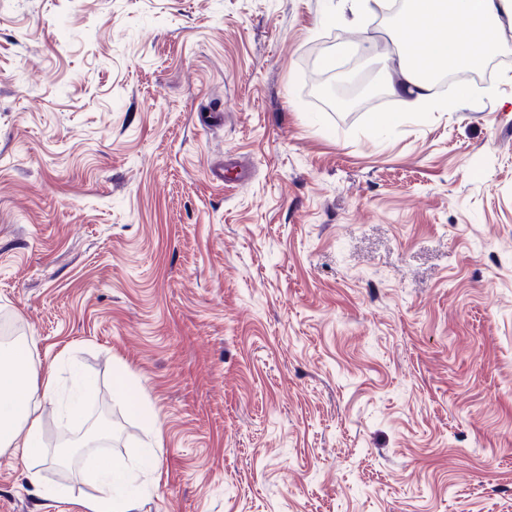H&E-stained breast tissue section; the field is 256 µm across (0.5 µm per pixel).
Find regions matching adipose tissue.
I'll use <instances>...</instances> for the list:
<instances>
[{
  "label": "adipose tissue",
  "instance_id": "1",
  "mask_svg": "<svg viewBox=\"0 0 512 512\" xmlns=\"http://www.w3.org/2000/svg\"><path fill=\"white\" fill-rule=\"evenodd\" d=\"M512 25V0H405L393 25L402 37L398 48L406 61L403 78L389 84L405 109L422 112L435 108L432 78L441 69L481 67L492 54L512 49L501 33ZM52 371H42L16 351H0V404H10L0 415V454L30 462L41 434V419L31 399L51 396ZM82 479L95 487L81 503L82 512H136L138 502L126 487L130 470L121 462L102 459L83 468Z\"/></svg>",
  "mask_w": 512,
  "mask_h": 512
}]
</instances>
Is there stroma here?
<instances>
[{"instance_id": "1", "label": "stroma", "mask_w": 512, "mask_h": 512, "mask_svg": "<svg viewBox=\"0 0 512 512\" xmlns=\"http://www.w3.org/2000/svg\"><path fill=\"white\" fill-rule=\"evenodd\" d=\"M338 8L0 0V325L43 451L112 417L39 486L0 455V512H80L102 457L140 512H512V53L377 129L312 91L402 78Z\"/></svg>"}]
</instances>
